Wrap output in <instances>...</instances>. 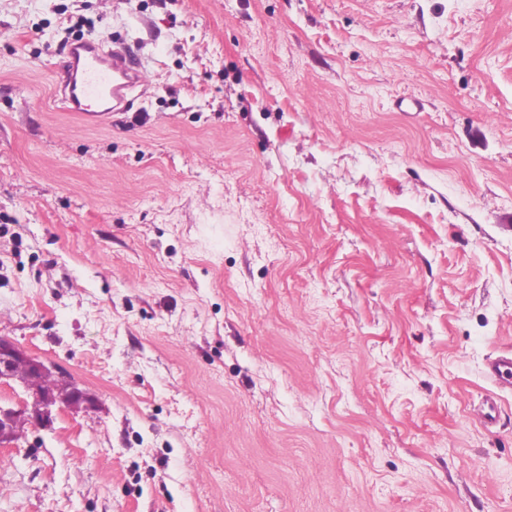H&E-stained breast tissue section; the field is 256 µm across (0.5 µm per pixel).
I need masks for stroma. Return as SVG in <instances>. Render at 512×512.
Here are the masks:
<instances>
[{
	"mask_svg": "<svg viewBox=\"0 0 512 512\" xmlns=\"http://www.w3.org/2000/svg\"><path fill=\"white\" fill-rule=\"evenodd\" d=\"M0 336L99 401L0 512H512V0H0ZM104 47L102 40L70 44L67 67L58 84L61 108L78 112L90 124L112 112H125L128 92L141 86V72L131 64L126 50L115 46L105 51ZM487 375L499 388H512V352L505 351L490 361Z\"/></svg>",
	"mask_w": 512,
	"mask_h": 512,
	"instance_id": "stroma-1",
	"label": "stroma"
}]
</instances>
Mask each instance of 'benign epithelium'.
<instances>
[{"label": "benign epithelium", "mask_w": 512, "mask_h": 512, "mask_svg": "<svg viewBox=\"0 0 512 512\" xmlns=\"http://www.w3.org/2000/svg\"><path fill=\"white\" fill-rule=\"evenodd\" d=\"M18 385L24 398L15 404L0 403V446L18 440L16 431L47 428L53 412H73L96 406V399L68 372L39 360L8 337L0 336V385Z\"/></svg>", "instance_id": "benign-epithelium-1"}]
</instances>
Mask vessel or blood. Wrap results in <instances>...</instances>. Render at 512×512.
<instances>
[{"label": "vessel or blood", "mask_w": 512, "mask_h": 512, "mask_svg": "<svg viewBox=\"0 0 512 512\" xmlns=\"http://www.w3.org/2000/svg\"><path fill=\"white\" fill-rule=\"evenodd\" d=\"M67 56L57 90L63 110L78 113L90 124L126 111L128 93L140 86L141 73L125 49L105 48L99 40H81L69 45ZM487 375L497 387L511 389L512 352L491 360Z\"/></svg>", "instance_id": "vessel-or-blood-1"}]
</instances>
